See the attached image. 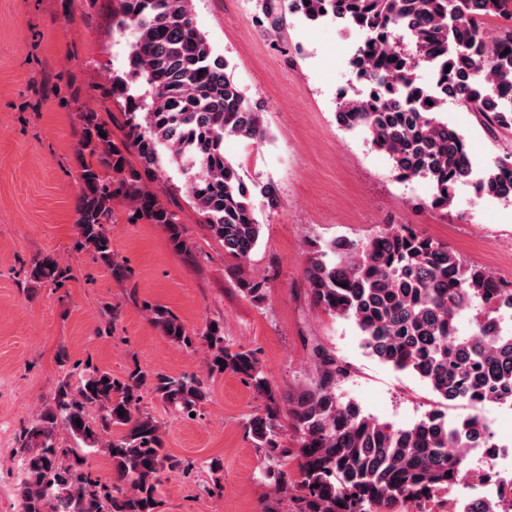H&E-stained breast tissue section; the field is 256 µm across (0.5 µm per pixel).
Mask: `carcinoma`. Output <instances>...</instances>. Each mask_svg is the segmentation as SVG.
<instances>
[{
	"mask_svg": "<svg viewBox=\"0 0 512 512\" xmlns=\"http://www.w3.org/2000/svg\"><path fill=\"white\" fill-rule=\"evenodd\" d=\"M287 9L311 23L330 17L361 35L349 66L365 91L339 98L336 123L361 130L388 158L396 178L428 181L432 209L448 214L457 186L468 181L482 198L512 201V151L496 156L473 180L464 137L440 117L450 98L478 114L488 132L512 129V23L489 37L480 31L488 18L512 12L509 0H288ZM112 19L133 35L130 70L112 79L125 132L117 143L95 113L83 116L80 244L122 275L106 227L120 196L182 246L176 214L144 183L162 172L166 158L187 177L201 223L238 261L243 291L261 299V285L244 270L261 232L254 199L260 196L262 206L274 211L279 196L271 184L256 189L245 183L224 153V140H262V113L246 102L224 58L196 27L192 0H117ZM426 68L441 95L419 83L418 71ZM131 154L140 168L130 164ZM64 278L66 270L52 255L30 271L37 283ZM304 279L315 306L350 317L362 347L385 364L412 371L440 407L408 427L366 415L338 393L346 366L315 349L313 379L288 399L300 480L279 473L275 493L299 491V512H393L399 502L422 508L450 493L466 475L458 444L467 439L488 447L493 440L479 406L512 402V283L408 224H386L366 240L310 244ZM151 314L166 336L192 345L167 309L156 306ZM201 339L208 372L240 375L274 401L252 352L226 342L215 323ZM147 386L164 405L188 415L207 401L206 381L197 374L138 369L120 379L88 367L76 386L59 385L24 433L21 512H158L162 473L179 462L165 451L160 423L141 409ZM454 403L472 413L450 431L442 407ZM247 428L269 456L288 455L278 441L274 408L252 416ZM63 433L110 458L115 479L103 483L94 476L83 449L66 444ZM452 512H512V483L500 487L497 500L463 501Z\"/></svg>",
	"mask_w": 512,
	"mask_h": 512,
	"instance_id": "cac0c4a2",
	"label": "carcinoma"
}]
</instances>
